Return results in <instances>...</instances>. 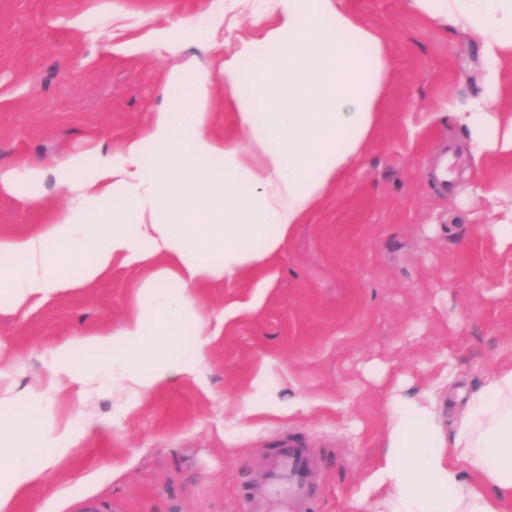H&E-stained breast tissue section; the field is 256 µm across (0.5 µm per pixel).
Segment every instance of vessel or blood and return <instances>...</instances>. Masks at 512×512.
Here are the masks:
<instances>
[{
	"label": "vessel or blood",
	"mask_w": 512,
	"mask_h": 512,
	"mask_svg": "<svg viewBox=\"0 0 512 512\" xmlns=\"http://www.w3.org/2000/svg\"><path fill=\"white\" fill-rule=\"evenodd\" d=\"M316 490V461L291 439L269 457L264 482L249 488L247 512H313Z\"/></svg>",
	"instance_id": "vessel-or-blood-1"
}]
</instances>
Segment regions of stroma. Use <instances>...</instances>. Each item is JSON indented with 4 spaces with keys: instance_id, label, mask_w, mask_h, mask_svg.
<instances>
[{
    "instance_id": "35a3bbf8",
    "label": "stroma",
    "mask_w": 512,
    "mask_h": 512,
    "mask_svg": "<svg viewBox=\"0 0 512 512\" xmlns=\"http://www.w3.org/2000/svg\"><path fill=\"white\" fill-rule=\"evenodd\" d=\"M390 41L393 80L359 162L273 260L274 281L254 277L201 289L211 321L204 380L173 377L132 411L104 383L86 405L58 414L82 429L71 453L12 503V512H247L244 494L288 438L319 464L317 512H355L361 483L383 452L389 390L415 394L429 365L453 360L459 387L478 389L512 358V246L485 232L475 186L512 185V160L475 165L448 117L485 94L479 40L445 32L406 0H347ZM228 0H0V166L53 168L102 138L139 132L163 102L170 59L109 48L119 26L141 36L159 15L223 17ZM88 25L72 27L76 16ZM46 219L24 191L0 190V234ZM137 270H113L89 288L28 313L0 303V354L15 382L47 375V346L117 327L135 300ZM244 302L232 320L224 310ZM267 392L316 407L229 424L228 406L252 393L267 358ZM115 418L110 429L99 420Z\"/></svg>"
}]
</instances>
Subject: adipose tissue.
Wrapping results in <instances>:
<instances>
[{"label":"adipose tissue","mask_w":512,"mask_h":512,"mask_svg":"<svg viewBox=\"0 0 512 512\" xmlns=\"http://www.w3.org/2000/svg\"><path fill=\"white\" fill-rule=\"evenodd\" d=\"M450 30L478 36L488 90L453 120L475 163L512 158V114L496 111L498 76L512 61V0H407ZM252 31L231 44L211 39L222 60L224 100L242 137L220 136L211 110L214 78L190 58L163 76L165 105L120 145L103 140L45 169L0 168V188H39L53 178L66 194L45 222L0 235V297L12 311L35 308L96 284L117 266L145 274L123 322L47 350L50 373L23 391L6 387L15 369L0 358V512L78 444L58 421L61 399L85 402L104 379L141 403L176 375L200 376L214 331L198 304L201 288L259 270L355 165L380 120L393 74L386 37L346 0H262ZM195 33L193 18L116 41L137 56L172 55ZM98 355L79 364L75 351ZM452 365L411 397L392 387L386 445L362 486L367 512H512V359L456 411L446 435L444 388Z\"/></svg>","instance_id":"1"}]
</instances>
